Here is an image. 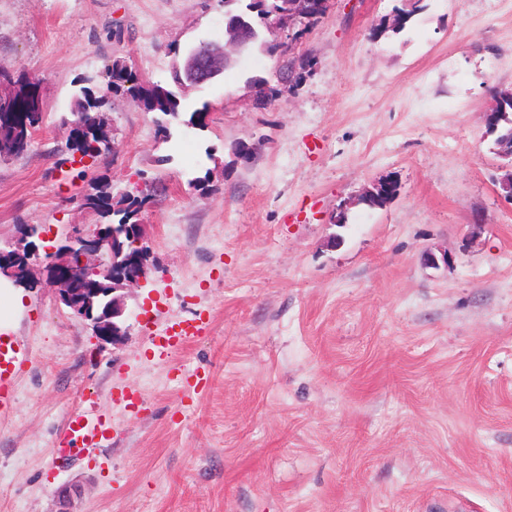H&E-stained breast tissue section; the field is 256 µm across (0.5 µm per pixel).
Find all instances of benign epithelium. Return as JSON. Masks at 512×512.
I'll list each match as a JSON object with an SVG mask.
<instances>
[{
    "mask_svg": "<svg viewBox=\"0 0 512 512\" xmlns=\"http://www.w3.org/2000/svg\"><path fill=\"white\" fill-rule=\"evenodd\" d=\"M319 4L326 6L328 0L321 3L316 0H298L296 9L288 17V24L294 25L313 18L314 10ZM227 32L237 48L254 38V28L241 17L228 23ZM229 62L230 57L224 48L201 43L187 50L184 77L192 86L201 88L221 76ZM108 242H112V238L106 236L101 228L91 224L84 228L80 226L67 234L63 244L48 253L44 273L47 283L57 290L59 300L76 316L91 321L94 336L99 342L117 345L126 335L123 321L124 296L118 294L116 288H94L77 278L67 260L69 255L76 252L82 265L99 270L102 268L99 256ZM26 253H38L35 242L20 237L13 242H5V247H0V274L6 273L8 277H13L19 272L17 261ZM144 263L145 259L141 255L128 258L126 265L121 269L122 289H130L139 284L144 275L138 272L137 268ZM80 496L81 487L78 485L63 489L59 493L58 512H72L70 505Z\"/></svg>",
    "mask_w": 512,
    "mask_h": 512,
    "instance_id": "1",
    "label": "benign epithelium"
}]
</instances>
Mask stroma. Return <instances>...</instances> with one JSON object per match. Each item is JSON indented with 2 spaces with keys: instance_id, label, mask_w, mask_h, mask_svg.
Masks as SVG:
<instances>
[{
  "instance_id": "obj_1",
  "label": "stroma",
  "mask_w": 512,
  "mask_h": 512,
  "mask_svg": "<svg viewBox=\"0 0 512 512\" xmlns=\"http://www.w3.org/2000/svg\"><path fill=\"white\" fill-rule=\"evenodd\" d=\"M403 3L330 0L302 35L266 33L186 90L202 131L110 97L113 148L80 175L79 77L106 85L119 59L171 84L183 50L225 43L224 0H0V71L44 109L0 161V240L33 225L61 244L97 183L158 188L121 345L39 269L22 312L0 310L34 354L0 422V512H56L74 483L77 512H512V201L484 123L492 88H512V0H423L376 33ZM293 58L312 66L281 81ZM384 179L391 202L358 204ZM200 317L206 333L156 355L157 330ZM89 398L108 440L56 454ZM404 7L405 8H397L394 11V18L391 24L386 25L381 24V27L378 28L379 34L386 33L387 31H391L392 33H400L406 27L407 22L417 13H419L423 6L420 5L422 0H407Z\"/></svg>"
}]
</instances>
